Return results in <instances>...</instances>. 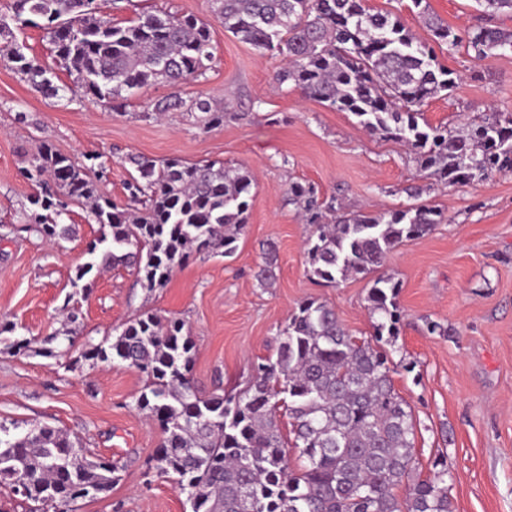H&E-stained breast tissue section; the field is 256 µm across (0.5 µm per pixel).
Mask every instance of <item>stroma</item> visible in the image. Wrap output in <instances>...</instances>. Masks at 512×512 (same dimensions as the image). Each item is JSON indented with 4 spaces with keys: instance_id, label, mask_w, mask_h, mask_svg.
<instances>
[{
    "instance_id": "1",
    "label": "stroma",
    "mask_w": 512,
    "mask_h": 512,
    "mask_svg": "<svg viewBox=\"0 0 512 512\" xmlns=\"http://www.w3.org/2000/svg\"><path fill=\"white\" fill-rule=\"evenodd\" d=\"M122 17L146 11L191 14L207 23L214 58L203 76L178 87L155 84L111 109L83 94L34 89L0 51V425L27 431L47 423L116 467L111 490L75 512H190L184 494L149 462L160 445L157 422L135 408L144 381L117 361L84 360L86 341L118 335L144 311L182 319L194 343L193 377L202 393L245 387L274 355L276 337L297 303L333 306L356 336L368 339V285L317 283L307 271L310 227L288 201L291 183L313 184L322 205L380 211L411 204L421 179L403 145L367 132L348 112L278 87V59L225 31L212 0H123ZM456 77L448 95L422 108L432 125L455 128L490 110L512 111V55L474 60L466 50L439 53ZM178 96L180 109L156 114ZM199 99L223 106V125L205 127L191 109ZM84 166L99 193L130 203V159L219 160L250 171L256 186L246 228L232 256L203 252L175 267L160 287H143L131 269L92 270L89 292L74 288L100 234L88 207L69 203L58 221L69 239L46 242L29 232L39 193L23 172L41 145ZM422 203L444 221L405 241L385 270L401 283L403 325L388 351L394 387L417 420L414 452L421 474L446 456L454 512H512V174L468 185H431ZM276 279L256 278L268 245ZM79 306L76 321L62 313ZM440 331L430 332V323ZM77 338L68 346L66 334ZM27 340L26 349L14 342Z\"/></svg>"
}]
</instances>
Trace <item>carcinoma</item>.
Here are the masks:
<instances>
[{"mask_svg": "<svg viewBox=\"0 0 512 512\" xmlns=\"http://www.w3.org/2000/svg\"><path fill=\"white\" fill-rule=\"evenodd\" d=\"M224 29L264 55L280 57L275 82L359 118L369 132L401 142L427 179L448 186L512 174V112L495 109L455 133L421 121L429 99L454 89L452 72L435 62L434 45L460 47L481 60L512 52V30H464L429 16V44L366 0H214ZM489 16L512 14V0H477ZM46 20L59 60L76 87L114 102L155 83L176 86L202 75L212 61L210 32L195 16L144 12L115 21L97 0H12L0 14V34ZM18 71L34 86L58 94L53 72L33 65L14 44L6 47ZM194 109L207 127L224 123V111L199 99ZM139 174L133 201L120 209L98 193L83 167L42 145L28 179L51 185L32 203L61 215L55 198L90 205L100 236L89 243L94 261L77 272L123 264L149 288L163 286L192 248L229 255L247 223L254 179L219 161L187 163L131 159ZM289 200L311 226L307 263L312 277L337 284L369 280L366 307L376 341L400 331L399 282L377 274L406 240L441 223L435 207L418 204L380 212L358 210L329 221L316 189L294 182ZM55 242L70 233L56 220L30 225ZM184 323L145 311L113 339L86 343L84 359L120 360L145 374L136 409L160 425L162 439L151 468L174 477L191 512H453L447 458L433 461L423 479L414 454L416 423L396 392L386 350L360 341L329 304H297L279 330L276 358L258 366L249 385L208 395L195 386L194 346ZM288 411L293 434L285 442L277 412ZM301 460L288 463V448ZM112 462L88 459L60 429L44 424L24 435L0 426V486L17 493L28 512H73L74 504L112 488ZM404 490L398 494L397 490Z\"/></svg>", "mask_w": 512, "mask_h": 512, "instance_id": "1", "label": "carcinoma"}]
</instances>
